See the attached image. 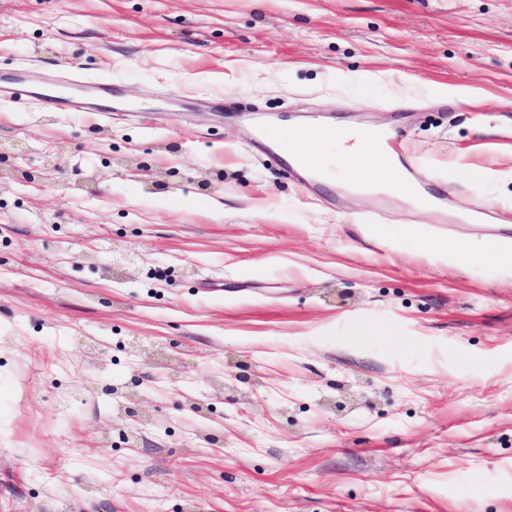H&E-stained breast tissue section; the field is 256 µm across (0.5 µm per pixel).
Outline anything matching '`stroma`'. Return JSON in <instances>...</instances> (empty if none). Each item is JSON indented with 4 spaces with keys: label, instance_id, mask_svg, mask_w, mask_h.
I'll use <instances>...</instances> for the list:
<instances>
[{
    "label": "stroma",
    "instance_id": "obj_1",
    "mask_svg": "<svg viewBox=\"0 0 512 512\" xmlns=\"http://www.w3.org/2000/svg\"><path fill=\"white\" fill-rule=\"evenodd\" d=\"M73 68L127 111L0 100V512H512V267L441 254L512 225V0H0V79ZM357 129L346 128L347 137L341 139L333 138L343 136L344 131L332 128H296L289 137L277 128H261L258 133L263 140L280 146L287 154L292 155L300 169L320 171L323 161L319 156L308 151L306 143L313 139L329 140L327 142L315 141L314 143L323 151L335 150L344 158H355L368 149V146H365L360 140L361 136Z\"/></svg>",
    "mask_w": 512,
    "mask_h": 512
}]
</instances>
